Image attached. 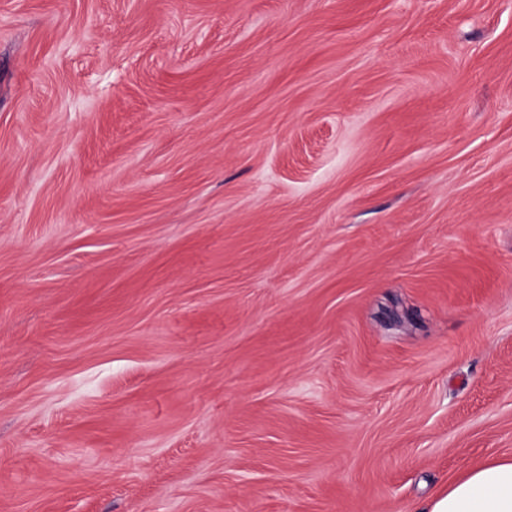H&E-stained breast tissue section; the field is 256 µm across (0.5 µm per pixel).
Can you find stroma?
<instances>
[{
  "instance_id": "1",
  "label": "stroma",
  "mask_w": 512,
  "mask_h": 512,
  "mask_svg": "<svg viewBox=\"0 0 512 512\" xmlns=\"http://www.w3.org/2000/svg\"><path fill=\"white\" fill-rule=\"evenodd\" d=\"M512 456V0H0V512H424Z\"/></svg>"
}]
</instances>
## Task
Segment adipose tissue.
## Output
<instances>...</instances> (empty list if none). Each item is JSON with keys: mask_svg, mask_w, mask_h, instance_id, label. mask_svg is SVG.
Returning <instances> with one entry per match:
<instances>
[{"mask_svg": "<svg viewBox=\"0 0 512 512\" xmlns=\"http://www.w3.org/2000/svg\"><path fill=\"white\" fill-rule=\"evenodd\" d=\"M427 512H512V457L471 469L451 483Z\"/></svg>", "mask_w": 512, "mask_h": 512, "instance_id": "ef3b65f1", "label": "adipose tissue"}]
</instances>
